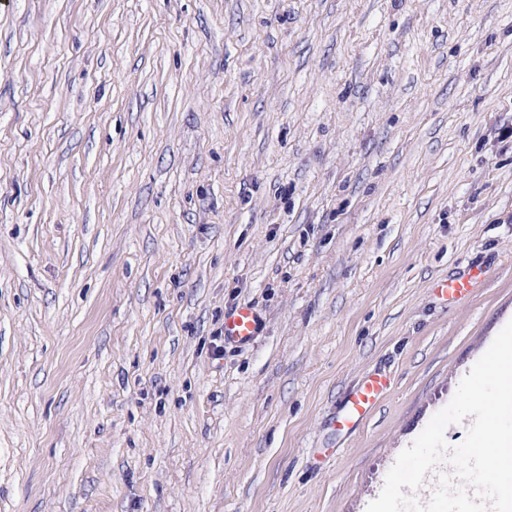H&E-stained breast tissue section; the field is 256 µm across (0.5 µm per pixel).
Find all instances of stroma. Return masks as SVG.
<instances>
[{"label": "stroma", "mask_w": 512, "mask_h": 512, "mask_svg": "<svg viewBox=\"0 0 512 512\" xmlns=\"http://www.w3.org/2000/svg\"><path fill=\"white\" fill-rule=\"evenodd\" d=\"M511 321L512 0H0V512H366ZM262 326V318L251 304H239L224 314V342L237 348L249 347ZM389 381L383 375L370 373L353 390L344 406L340 424L346 431L354 430L388 390Z\"/></svg>", "instance_id": "stroma-1"}]
</instances>
